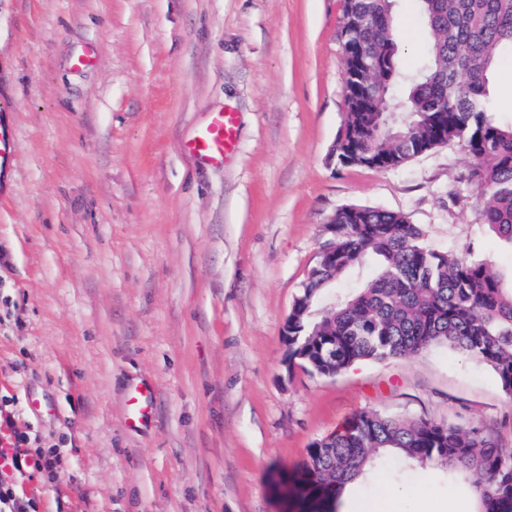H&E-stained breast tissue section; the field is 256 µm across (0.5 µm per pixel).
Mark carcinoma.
Returning <instances> with one entry per match:
<instances>
[{"label": "carcinoma", "instance_id": "obj_1", "mask_svg": "<svg viewBox=\"0 0 512 512\" xmlns=\"http://www.w3.org/2000/svg\"><path fill=\"white\" fill-rule=\"evenodd\" d=\"M394 2L343 0L351 49L338 141L351 166L369 169L462 146L482 223L512 247V119L495 117L489 90L501 60L512 58V0H420L429 44L413 70L402 65ZM397 85L408 89L407 101L382 111ZM335 216L336 237L288 316L299 367L333 376L446 345L487 366L512 397V288H503L492 264L438 249L402 212L360 206L352 224L341 208ZM390 454L407 468L468 474L481 512H512V451L476 426L362 411L312 442L289 475L304 503L318 498L323 512H337L344 484Z\"/></svg>", "mask_w": 512, "mask_h": 512}]
</instances>
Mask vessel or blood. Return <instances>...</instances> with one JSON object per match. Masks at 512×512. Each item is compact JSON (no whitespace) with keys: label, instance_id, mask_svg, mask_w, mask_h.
<instances>
[{"label":"vessel or blood","instance_id":"obj_1","mask_svg":"<svg viewBox=\"0 0 512 512\" xmlns=\"http://www.w3.org/2000/svg\"><path fill=\"white\" fill-rule=\"evenodd\" d=\"M239 142L237 112L230 109L209 113L204 124L182 144L183 152L193 160L212 166L223 165L228 155L236 152ZM17 155V135L13 126L0 123V169L11 168ZM155 392L151 385L139 384L134 389L130 426L147 425L152 417Z\"/></svg>","mask_w":512,"mask_h":512}]
</instances>
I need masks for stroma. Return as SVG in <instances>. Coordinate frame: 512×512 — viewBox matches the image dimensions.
<instances>
[{
    "label": "stroma",
    "mask_w": 512,
    "mask_h": 512,
    "mask_svg": "<svg viewBox=\"0 0 512 512\" xmlns=\"http://www.w3.org/2000/svg\"><path fill=\"white\" fill-rule=\"evenodd\" d=\"M342 0H0V396L66 465L38 512H282L279 479L353 414L477 426L512 449V398L439 346L330 377L287 372L283 330L342 207L407 214L474 247L503 280L512 249L481 221L470 159L442 145L401 167L339 168ZM402 63L426 39L397 0ZM96 63L71 58L87 43ZM220 167L181 142L223 109ZM156 393L127 423L132 385ZM397 512H475L469 482L383 460L355 489ZM17 155V135L13 126L0 123V169L13 166ZM155 392L149 384H139L134 388L132 398L133 410L128 418L132 427L145 426L152 418V409L155 401Z\"/></svg>",
    "instance_id": "35a3bbf8"
}]
</instances>
